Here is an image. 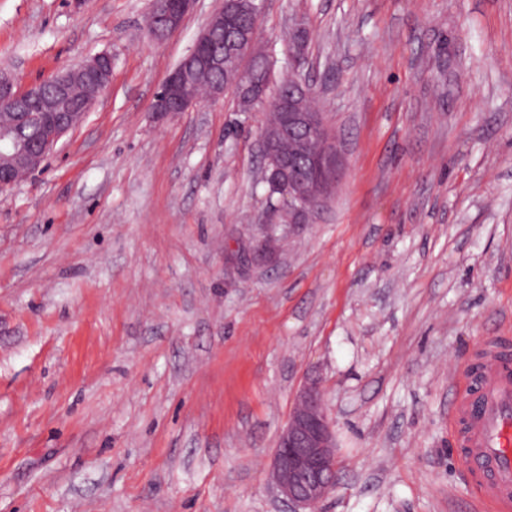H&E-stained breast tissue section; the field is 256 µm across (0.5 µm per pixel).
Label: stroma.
Instances as JSON below:
<instances>
[{
  "mask_svg": "<svg viewBox=\"0 0 512 512\" xmlns=\"http://www.w3.org/2000/svg\"><path fill=\"white\" fill-rule=\"evenodd\" d=\"M223 4L160 44L150 0H0L19 84L114 61L0 190V512H283L271 461L311 376L337 445L315 512H494L450 408L456 370L512 345V0H265L276 77L307 29L338 155L269 257L263 112L150 110Z\"/></svg>",
  "mask_w": 512,
  "mask_h": 512,
  "instance_id": "stroma-1",
  "label": "stroma"
}]
</instances>
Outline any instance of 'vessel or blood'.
Listing matches in <instances>:
<instances>
[{
    "mask_svg": "<svg viewBox=\"0 0 512 512\" xmlns=\"http://www.w3.org/2000/svg\"><path fill=\"white\" fill-rule=\"evenodd\" d=\"M456 381L452 417L466 469L482 499L512 512V358L488 341Z\"/></svg>",
    "mask_w": 512,
    "mask_h": 512,
    "instance_id": "vessel-or-blood-1",
    "label": "vessel or blood"
}]
</instances>
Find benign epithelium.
<instances>
[{
    "label": "benign epithelium",
    "mask_w": 512,
    "mask_h": 512,
    "mask_svg": "<svg viewBox=\"0 0 512 512\" xmlns=\"http://www.w3.org/2000/svg\"><path fill=\"white\" fill-rule=\"evenodd\" d=\"M194 0H151L147 28L164 42L182 27ZM242 0H225L208 21L193 48L173 69L151 107L153 112H186L201 103L192 86L202 76L224 68V54H233L256 39L257 24L244 20ZM305 27L295 25L290 34L293 74L288 76L285 121L264 126L260 136L263 170L278 194L274 212L295 224L320 205L336 176V152L330 146L317 153L286 157L274 143L284 135L311 141L328 140L322 114L301 107L295 98L307 86L300 74ZM112 54L101 52L81 62L75 75L67 68L38 83L21 87L0 76V103H39L37 112L20 109L12 125L0 126V187L15 184L39 169L61 138L75 128L93 107L97 94L112 79ZM271 468L275 488L291 512H306L336 487V439L328 421L324 395L316 379L305 381L275 448Z\"/></svg>",
    "instance_id": "1"
}]
</instances>
